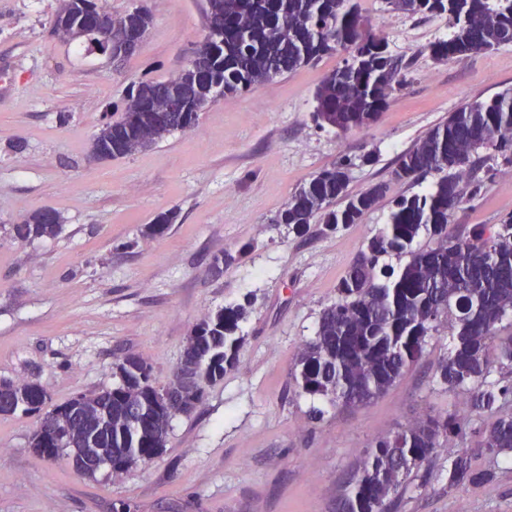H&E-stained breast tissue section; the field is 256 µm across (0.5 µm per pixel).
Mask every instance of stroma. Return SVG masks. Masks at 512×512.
<instances>
[{
  "label": "stroma",
  "instance_id": "obj_1",
  "mask_svg": "<svg viewBox=\"0 0 512 512\" xmlns=\"http://www.w3.org/2000/svg\"><path fill=\"white\" fill-rule=\"evenodd\" d=\"M394 58L405 85L367 129L319 126L322 77L343 53L219 98L188 130L111 162L90 143L106 114L122 112L132 86L185 69L204 32L206 0H104L123 16L147 9L135 52L115 62L87 39L51 34L61 0H0V381L45 386L51 405L112 388L115 362L135 355L168 382L194 325L242 304L238 362L205 388L188 415L174 416L163 451L120 478L88 480L67 455L30 450L39 418L0 415V512H336V500L379 435L424 415H444L455 393L436 381L449 332L428 337L421 357L382 396L343 409L304 394L293 379L301 347L340 278L391 222L395 200L429 191L434 177L393 176L396 160L450 112L512 87V44L452 61L427 47L447 38L448 18L357 0ZM348 190L386 192L357 224L277 223L291 197L340 158ZM480 198L455 209L449 232L512 216V164L486 161ZM42 209L61 218L57 236L21 241L12 224ZM174 214L160 236L145 232ZM491 482L448 486V459L411 483L398 512H512V461L463 442Z\"/></svg>",
  "mask_w": 512,
  "mask_h": 512
}]
</instances>
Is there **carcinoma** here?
Instances as JSON below:
<instances>
[{
	"label": "carcinoma",
	"instance_id": "cac0c4a2",
	"mask_svg": "<svg viewBox=\"0 0 512 512\" xmlns=\"http://www.w3.org/2000/svg\"><path fill=\"white\" fill-rule=\"evenodd\" d=\"M394 10L446 14L452 34L429 46L433 58L452 60L512 43V0H387ZM213 39L198 45L194 71L164 82H141L129 94L121 117L101 128L112 139V158L135 153L165 135L194 124L201 101L238 94L292 73L326 54H359L326 75L316 92L315 120L344 131L369 127L388 105L406 76L402 61L387 53L355 0H209ZM115 29L149 25V17L112 19ZM493 150L512 162V89L489 99L462 104L430 131L393 170L398 180L437 176L422 195L395 204L391 224L373 237L337 285V298L319 318L316 336L301 349L294 377L302 392L344 408L364 405L384 394L422 354V337L448 327L451 347L438 381L463 398L448 415L428 418L436 431L404 427L403 446L392 435L378 437L365 451L363 466L338 500L339 512H392L417 470L438 451L448 452V487L479 485L493 472L477 469L468 450L449 442L479 437L492 459L512 457V416L488 428L471 426L498 399L512 395V338L493 350L497 324L512 308V216L502 224H482L470 239L448 236L451 212L477 199L479 150ZM350 160L315 175L296 192L277 223L301 226L319 216L325 224H358L384 195L386 185L347 193ZM344 207L334 208L336 201ZM60 216L40 210L12 225L13 237H52ZM433 245L413 248L420 234ZM405 259L395 272L380 259ZM384 281H377L376 273ZM247 311L226 306L189 336L181 361L201 369L205 386L237 362ZM154 384L138 391L114 388L89 394L93 405L110 406L112 423L101 432V446L112 449L116 470L140 456L158 455L170 423L146 405Z\"/></svg>",
	"mask_w": 512,
	"mask_h": 512
}]
</instances>
